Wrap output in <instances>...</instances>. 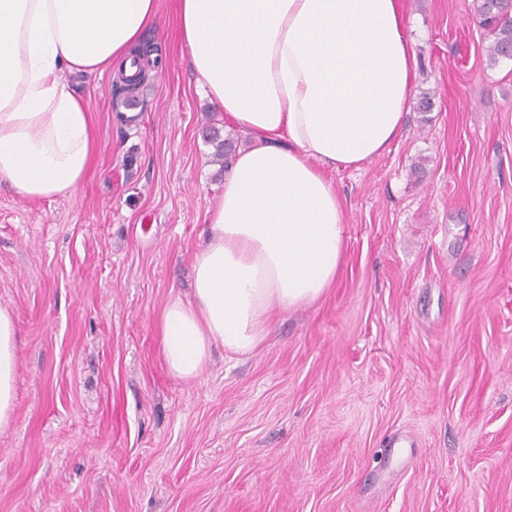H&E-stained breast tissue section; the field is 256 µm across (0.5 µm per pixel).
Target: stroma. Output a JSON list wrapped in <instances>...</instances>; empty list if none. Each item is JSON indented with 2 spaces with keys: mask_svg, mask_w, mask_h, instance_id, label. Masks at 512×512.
<instances>
[{
  "mask_svg": "<svg viewBox=\"0 0 512 512\" xmlns=\"http://www.w3.org/2000/svg\"><path fill=\"white\" fill-rule=\"evenodd\" d=\"M156 4L135 102L112 73L69 78L97 126L75 193L0 183V512H512V60H489L476 0H402L432 107L336 172L335 284L190 380L158 318L189 298L224 189L204 132L247 139L196 86L178 0ZM17 329L11 314L0 309V429L10 424L14 409Z\"/></svg>",
  "mask_w": 512,
  "mask_h": 512,
  "instance_id": "stroma-1",
  "label": "stroma"
}]
</instances>
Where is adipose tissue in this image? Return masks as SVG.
I'll list each match as a JSON object with an SVG mask.
<instances>
[{"label": "adipose tissue", "instance_id": "ef3b65f1", "mask_svg": "<svg viewBox=\"0 0 512 512\" xmlns=\"http://www.w3.org/2000/svg\"><path fill=\"white\" fill-rule=\"evenodd\" d=\"M202 92L245 132L193 256L191 300L158 330L168 370L197 377L214 345L254 352L273 318L317 302L345 246L331 175L389 152L417 53L400 0H179ZM156 0H0V182L24 201L71 196L94 149L93 116L67 74L123 67ZM17 329L0 309V429L14 409Z\"/></svg>", "mask_w": 512, "mask_h": 512}]
</instances>
